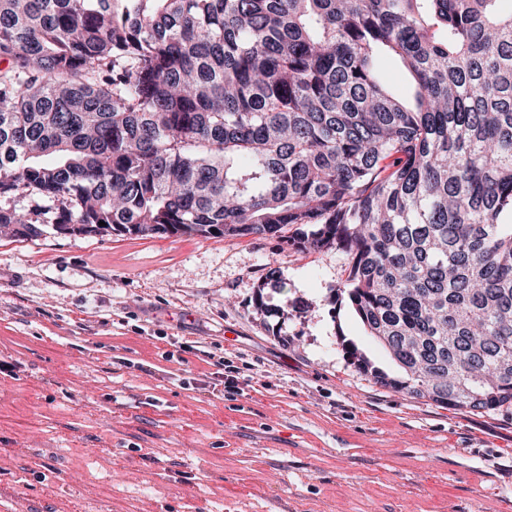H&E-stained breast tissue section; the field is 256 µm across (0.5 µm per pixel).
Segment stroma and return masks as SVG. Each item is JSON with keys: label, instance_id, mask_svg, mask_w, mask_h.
<instances>
[{"label": "stroma", "instance_id": "obj_1", "mask_svg": "<svg viewBox=\"0 0 512 512\" xmlns=\"http://www.w3.org/2000/svg\"><path fill=\"white\" fill-rule=\"evenodd\" d=\"M347 267L274 238L1 236L0 505L512 512V407L360 374L345 344L402 370L336 303Z\"/></svg>", "mask_w": 512, "mask_h": 512}]
</instances>
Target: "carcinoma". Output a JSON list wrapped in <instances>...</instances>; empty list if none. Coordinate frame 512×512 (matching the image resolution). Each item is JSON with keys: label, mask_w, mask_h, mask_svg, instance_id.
<instances>
[{"label": "carcinoma", "mask_w": 512, "mask_h": 512, "mask_svg": "<svg viewBox=\"0 0 512 512\" xmlns=\"http://www.w3.org/2000/svg\"><path fill=\"white\" fill-rule=\"evenodd\" d=\"M501 0H0V234L276 238L450 410L512 405ZM411 81L394 96L377 62Z\"/></svg>", "instance_id": "carcinoma-1"}]
</instances>
